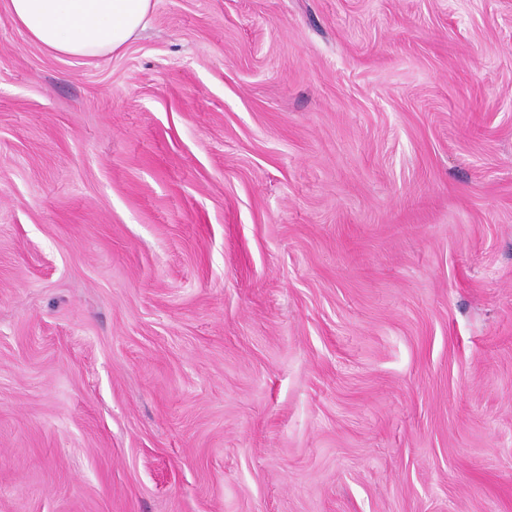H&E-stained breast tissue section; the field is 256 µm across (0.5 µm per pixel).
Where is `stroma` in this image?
I'll use <instances>...</instances> for the list:
<instances>
[{
  "label": "stroma",
  "instance_id": "1",
  "mask_svg": "<svg viewBox=\"0 0 512 512\" xmlns=\"http://www.w3.org/2000/svg\"><path fill=\"white\" fill-rule=\"evenodd\" d=\"M0 512H512V0L0 9ZM10 19L58 56L95 59L122 50L145 26L153 0H3Z\"/></svg>",
  "mask_w": 512,
  "mask_h": 512
}]
</instances>
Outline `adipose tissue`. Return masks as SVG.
I'll return each mask as SVG.
<instances>
[{
  "mask_svg": "<svg viewBox=\"0 0 512 512\" xmlns=\"http://www.w3.org/2000/svg\"><path fill=\"white\" fill-rule=\"evenodd\" d=\"M34 43L58 56L95 59L122 50L144 27L153 0H0Z\"/></svg>",
  "mask_w": 512,
  "mask_h": 512,
  "instance_id": "adipose-tissue-1",
  "label": "adipose tissue"
}]
</instances>
